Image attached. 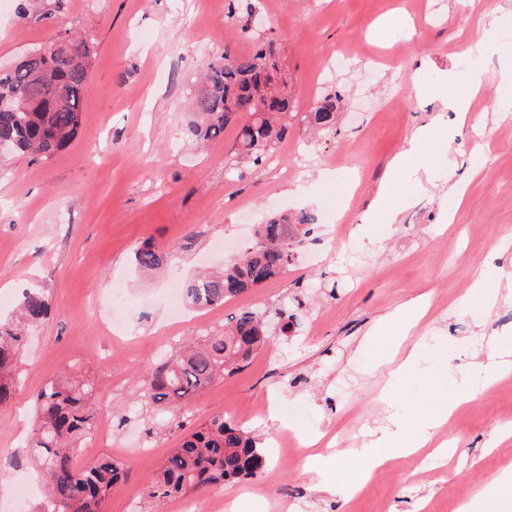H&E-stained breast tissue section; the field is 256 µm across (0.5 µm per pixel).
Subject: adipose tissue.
<instances>
[{
	"mask_svg": "<svg viewBox=\"0 0 512 512\" xmlns=\"http://www.w3.org/2000/svg\"><path fill=\"white\" fill-rule=\"evenodd\" d=\"M433 133V127H420L413 133L408 149L393 159L392 175L376 203L377 210L382 211L387 221H395L413 189L454 178V168L437 167L433 154L423 149ZM425 312L424 299L409 300L399 304L370 329L369 334L373 337L395 329L394 343L402 349L401 354H387L380 358L387 370V383L383 390L386 415L370 430L367 442L359 448L355 471H348L343 466L342 456L337 452L324 458L309 456L303 460V468L316 474L320 490L354 494L380 467L427 446L432 447L434 455H448L453 450L451 442L438 443L434 437L460 407L474 399L473 378H480L483 385L489 386L512 373V336L498 337L495 351L472 362L469 375L455 382L452 390H438L430 408L419 413L413 426H406L398 399L417 378L431 372L430 367L424 364L422 342L414 337Z\"/></svg>",
	"mask_w": 512,
	"mask_h": 512,
	"instance_id": "adipose-tissue-1",
	"label": "adipose tissue"
}]
</instances>
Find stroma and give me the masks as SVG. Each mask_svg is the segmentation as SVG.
<instances>
[{
    "instance_id": "1",
    "label": "stroma",
    "mask_w": 512,
    "mask_h": 512,
    "mask_svg": "<svg viewBox=\"0 0 512 512\" xmlns=\"http://www.w3.org/2000/svg\"><path fill=\"white\" fill-rule=\"evenodd\" d=\"M257 24L228 18L216 0H0V66L45 46L65 31L91 39L96 53L76 138L49 159L0 158V318L24 289L47 296L48 318L27 337L13 401L0 408V497L18 476L35 475L26 440L33 396L50 378L77 371L93 379L96 413L112 419L115 447L79 445L76 466L109 458L127 481L114 487L105 512H149L143 485L175 448L185 428L222 414L260 435L273 480L258 476L220 492L235 512H456L459 499L512 463V442L496 444L512 425V382L482 389L448 422L451 458L403 459L376 473L350 497L315 491L314 474L289 465L274 447L280 433L309 456L303 439L345 430L357 448L384 415L379 394L387 373L374 354L393 351L391 337L362 341L401 302L425 297L434 308L416 328L429 361L438 347L457 372L512 331V298L492 307L466 304L475 273L491 252L512 264V107L496 82L512 58H479L462 70L467 43L512 0H252ZM272 42L297 115L268 164L246 179L228 165L236 126L197 149L181 130L206 65L231 48L246 53ZM349 63L335 72L331 64ZM467 90L483 86L466 123L443 111L447 71ZM337 92L344 108L337 132L323 134L305 116L315 96ZM436 122L453 128L456 178L463 201L431 185L412 191L396 223L373 219L371 205L389 166L412 132ZM307 210L313 232L286 273L214 306L210 325L172 322L164 302L170 279L220 268L238 239L269 216ZM167 255L159 271H136L143 241ZM123 293L126 336L112 337L110 298ZM301 304L303 325L281 332L278 307ZM250 308L268 318L269 342L242 372L176 406H144V370L182 341L223 329ZM270 402L277 417L260 413Z\"/></svg>"
}]
</instances>
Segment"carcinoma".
<instances>
[{"mask_svg":"<svg viewBox=\"0 0 512 512\" xmlns=\"http://www.w3.org/2000/svg\"><path fill=\"white\" fill-rule=\"evenodd\" d=\"M93 42L76 35L57 39L0 70V154L48 159L77 136L80 106L88 79ZM205 87L192 102L195 120L183 129L191 142H211L238 121L231 159L241 164L239 177L266 162L288 136L295 106L271 46L254 47L247 55L228 49L204 73ZM340 97L319 95L308 112L310 122L336 129ZM312 215H275L256 231L258 242L221 272L191 278L187 295L195 308L212 307L258 288L285 272L310 234ZM161 249L145 243L134 253L141 270L159 268ZM49 304L38 289H27L18 304L20 322L0 320V406L14 394L24 346V327L38 326ZM263 320L252 311L230 317L227 328L206 336L201 347L190 346L147 371L138 398L149 405L185 401L211 383L242 371L267 344ZM95 384L86 378H53L34 397L35 426L29 439L32 460L44 472L54 512H104L111 488L127 478L123 465L100 460L85 469L73 466L81 438L93 428ZM267 467L260 439L222 415L186 433L144 487V495L164 501L189 492L256 477Z\"/></svg>","mask_w":512,"mask_h":512,"instance_id":"obj_1","label":"carcinoma"}]
</instances>
